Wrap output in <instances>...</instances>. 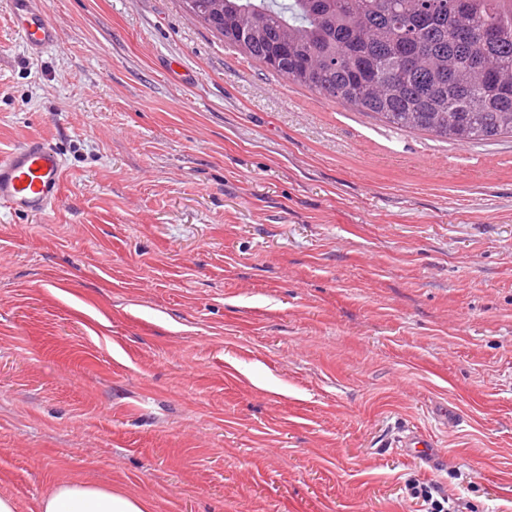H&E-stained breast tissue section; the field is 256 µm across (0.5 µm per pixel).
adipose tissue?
<instances>
[{"instance_id":"obj_1","label":"adipose tissue","mask_w":512,"mask_h":512,"mask_svg":"<svg viewBox=\"0 0 512 512\" xmlns=\"http://www.w3.org/2000/svg\"><path fill=\"white\" fill-rule=\"evenodd\" d=\"M39 512H146V501L108 487L64 480L41 499Z\"/></svg>"}]
</instances>
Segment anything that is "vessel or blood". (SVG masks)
I'll use <instances>...</instances> for the list:
<instances>
[{
    "mask_svg": "<svg viewBox=\"0 0 512 512\" xmlns=\"http://www.w3.org/2000/svg\"><path fill=\"white\" fill-rule=\"evenodd\" d=\"M8 6L29 51L57 45V32L35 0H8ZM62 182V158L48 142L32 140L0 157V205L10 210L45 214L60 200Z\"/></svg>",
    "mask_w": 512,
    "mask_h": 512,
    "instance_id": "1",
    "label": "vessel or blood"
}]
</instances>
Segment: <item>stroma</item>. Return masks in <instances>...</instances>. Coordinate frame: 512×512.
<instances>
[{
	"label": "stroma",
	"mask_w": 512,
	"mask_h": 512,
	"mask_svg": "<svg viewBox=\"0 0 512 512\" xmlns=\"http://www.w3.org/2000/svg\"><path fill=\"white\" fill-rule=\"evenodd\" d=\"M0 0V494L149 512H512V139L401 132L264 71L178 0ZM424 435L433 455L403 452ZM8 6L23 44L29 51L40 53L58 44L56 29L45 9L38 8L35 0H8ZM63 162L46 141L32 140L0 157V205L42 215L62 195ZM146 501L120 490L64 480L44 496L38 512H147ZM410 497L420 502L422 512H451L450 497L437 485L414 482L409 485Z\"/></svg>",
	"instance_id": "obj_1"
}]
</instances>
